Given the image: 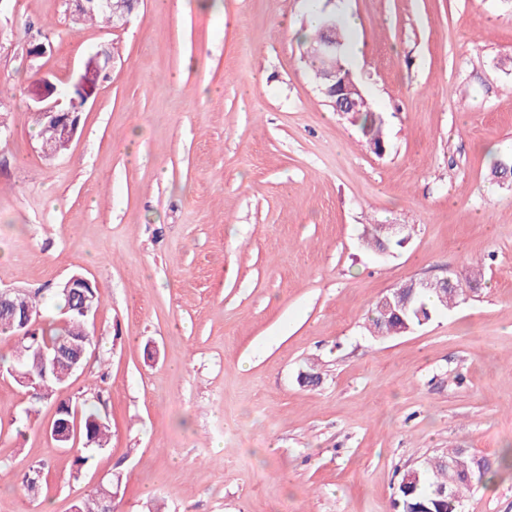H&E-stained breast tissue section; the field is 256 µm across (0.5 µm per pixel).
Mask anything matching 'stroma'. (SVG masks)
I'll return each mask as SVG.
<instances>
[{"label": "stroma", "mask_w": 512, "mask_h": 512, "mask_svg": "<svg viewBox=\"0 0 512 512\" xmlns=\"http://www.w3.org/2000/svg\"><path fill=\"white\" fill-rule=\"evenodd\" d=\"M223 2L141 0L116 30L0 0V288L57 321L71 275L103 299L53 396L0 368V512H72L114 478L116 512H395L402 475L448 447L491 462L461 512H512V184L491 175L512 159V0H318L359 22L381 156L301 58L309 0ZM96 51L98 90L45 160L28 89ZM371 224L412 236L380 256ZM459 273L477 281L452 310L370 334L380 297ZM63 400L109 425L81 470L47 433Z\"/></svg>", "instance_id": "stroma-1"}]
</instances>
